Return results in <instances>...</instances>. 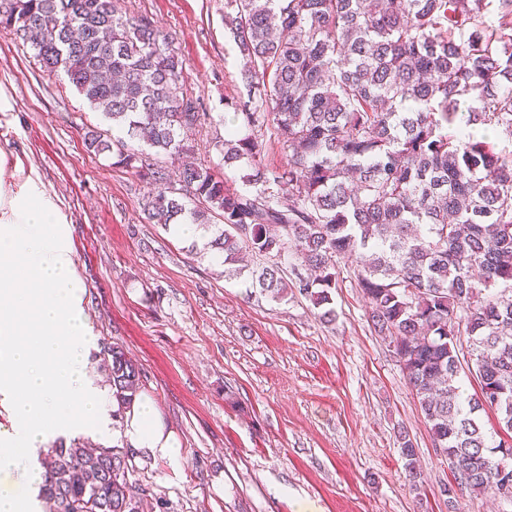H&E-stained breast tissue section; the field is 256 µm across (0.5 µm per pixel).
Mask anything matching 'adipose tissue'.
Listing matches in <instances>:
<instances>
[{
    "label": "adipose tissue",
    "instance_id": "ef3b65f1",
    "mask_svg": "<svg viewBox=\"0 0 512 512\" xmlns=\"http://www.w3.org/2000/svg\"><path fill=\"white\" fill-rule=\"evenodd\" d=\"M83 294L57 197L0 151V473L18 487L0 494V512H38V449L75 429L112 434L111 399L87 373ZM122 436L179 468L181 445L151 399L134 400Z\"/></svg>",
    "mask_w": 512,
    "mask_h": 512
}]
</instances>
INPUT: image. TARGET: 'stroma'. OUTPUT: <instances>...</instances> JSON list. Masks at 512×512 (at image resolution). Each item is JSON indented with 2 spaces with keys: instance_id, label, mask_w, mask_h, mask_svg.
I'll use <instances>...</instances> for the list:
<instances>
[{
  "instance_id": "1",
  "label": "stroma",
  "mask_w": 512,
  "mask_h": 512,
  "mask_svg": "<svg viewBox=\"0 0 512 512\" xmlns=\"http://www.w3.org/2000/svg\"><path fill=\"white\" fill-rule=\"evenodd\" d=\"M175 39L188 94L209 123L186 142L199 165L243 92L224 28V0H127ZM0 150L35 170L70 219L92 328L87 369L108 387L101 343L124 349L182 449L179 471L137 453L134 477L153 512H448L452 479L417 397L387 343L371 330L351 278L333 293V321L304 297L271 299L197 241L144 223L147 191L113 158L86 151L85 126L111 129L67 81L42 72L29 47L0 29ZM418 450L422 484L405 479L398 435Z\"/></svg>"
}]
</instances>
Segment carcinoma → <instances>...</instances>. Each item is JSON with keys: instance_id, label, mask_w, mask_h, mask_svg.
Here are the masks:
<instances>
[{"instance_id": "carcinoma-1", "label": "carcinoma", "mask_w": 512, "mask_h": 512, "mask_svg": "<svg viewBox=\"0 0 512 512\" xmlns=\"http://www.w3.org/2000/svg\"><path fill=\"white\" fill-rule=\"evenodd\" d=\"M242 60L241 127L215 142L241 188L211 167L181 164V191L149 154L96 127L83 144L147 186L143 220L207 224L224 273L242 253L289 258L262 267L259 288L293 289L327 322L339 258L374 332L416 392L433 444L457 457L464 488L512 501V457L491 445L480 413L512 433V0H224ZM0 28L28 45L129 139L173 161L205 119L184 90L174 39L125 0H0ZM272 127L287 164L262 163ZM122 417L143 386L118 346L100 353ZM479 392L465 394L461 372ZM410 485L421 473L400 435ZM133 454L78 442L42 457L53 512H142ZM507 474L495 477L500 466Z\"/></svg>"}]
</instances>
